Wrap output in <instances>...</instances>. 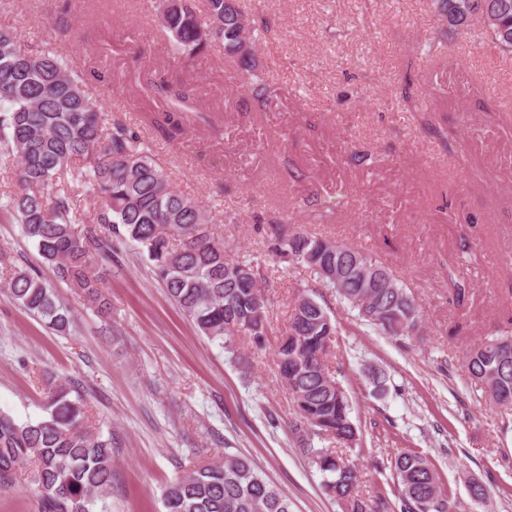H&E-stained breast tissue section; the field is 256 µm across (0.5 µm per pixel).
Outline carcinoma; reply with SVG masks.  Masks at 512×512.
I'll use <instances>...</instances> for the list:
<instances>
[{"label": "carcinoma", "instance_id": "1", "mask_svg": "<svg viewBox=\"0 0 512 512\" xmlns=\"http://www.w3.org/2000/svg\"><path fill=\"white\" fill-rule=\"evenodd\" d=\"M448 28L477 22L498 46L512 53V0H430ZM200 20L189 0H162L159 24L176 53L192 57L217 43L235 64L237 83L262 104L267 80L253 53L254 27L239 0H205ZM105 74L86 75L63 55L32 50L20 35L0 28V167L12 170L15 189L0 195V209L11 213L24 235L37 246L52 274L82 294L107 316L111 304L100 291L94 254L112 249V237H127L146 253L170 300L198 331L227 349L237 327L250 326L256 344L266 327V304L258 282L239 275L254 273L252 263L227 254L225 242L208 227L209 215L195 200L173 190L169 178L137 131L121 120L106 126L91 89ZM159 102L157 128L173 140L183 135L184 117L196 111L190 84L159 78L149 86ZM81 188L98 199L88 229L72 204ZM275 253H299L305 264L331 271L323 281L370 325L391 336L421 328L414 296L386 268L363 252L306 232L276 238ZM4 287L29 314L66 333L69 309L53 295L48 279L16 265ZM286 333L295 334L277 348L279 374L291 391L299 422L334 448L308 445L303 452L325 475L324 487L347 507L345 512H390L385 495L364 499L356 492L358 470L347 451L357 445L358 429L350 419L343 387L325 368L336 320L315 297L304 292L295 303ZM512 336H495L464 355L471 379L512 394V354L503 344ZM48 416L19 422L0 414V492L13 487L16 468L29 463L38 512H95L112 481V437L89 425L87 403L78 389L49 375ZM402 512H447L449 496L440 490L432 464L413 452L391 459ZM166 512H292L291 503L251 461L228 455L204 464L167 484Z\"/></svg>", "mask_w": 512, "mask_h": 512}]
</instances>
